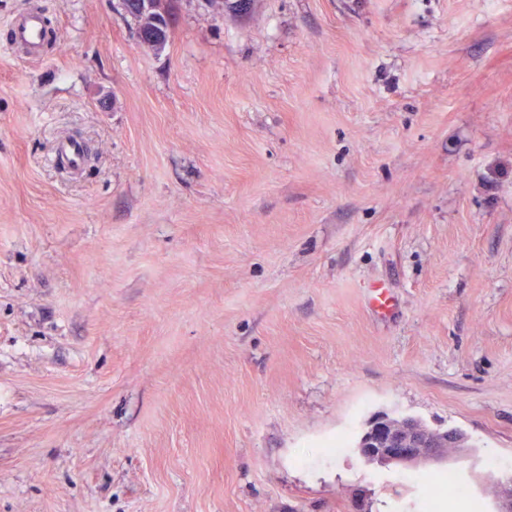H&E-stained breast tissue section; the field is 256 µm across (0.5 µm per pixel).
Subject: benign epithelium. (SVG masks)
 I'll return each mask as SVG.
<instances>
[{
    "label": "benign epithelium",
    "mask_w": 512,
    "mask_h": 512,
    "mask_svg": "<svg viewBox=\"0 0 512 512\" xmlns=\"http://www.w3.org/2000/svg\"><path fill=\"white\" fill-rule=\"evenodd\" d=\"M126 13H148L156 0H123ZM469 438L458 428L433 430L419 420L378 414L357 436L353 452L369 465H415L424 460L441 459L448 450L468 447Z\"/></svg>",
    "instance_id": "1"
}]
</instances>
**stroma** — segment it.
I'll list each match as a JSON object with an SVG mask.
<instances>
[{"label":"stroma","mask_w":512,"mask_h":512,"mask_svg":"<svg viewBox=\"0 0 512 512\" xmlns=\"http://www.w3.org/2000/svg\"><path fill=\"white\" fill-rule=\"evenodd\" d=\"M170 9L157 53L121 0H0V512L492 510L512 0ZM378 412L471 445L364 464ZM13 42L23 48L32 58L40 57L43 51L44 17L29 12L18 16L11 28Z\"/></svg>","instance_id":"obj_1"}]
</instances>
